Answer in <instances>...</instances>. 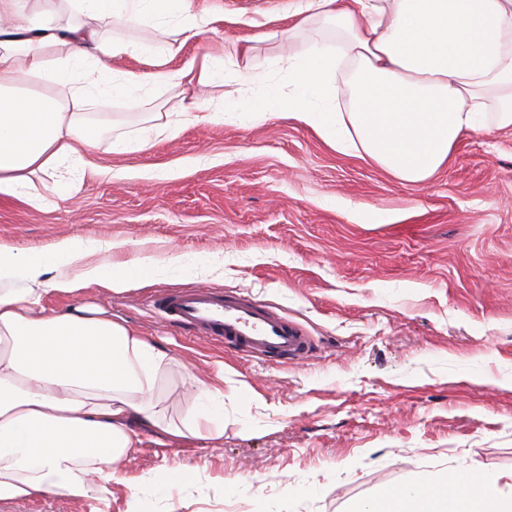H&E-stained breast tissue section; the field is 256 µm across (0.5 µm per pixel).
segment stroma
<instances>
[{
    "label": "stroma",
    "instance_id": "obj_1",
    "mask_svg": "<svg viewBox=\"0 0 512 512\" xmlns=\"http://www.w3.org/2000/svg\"><path fill=\"white\" fill-rule=\"evenodd\" d=\"M253 18L237 36L285 28L289 0H196ZM75 196L47 210L0 196V243L64 236L142 251L223 252L210 288L274 306L313 338L308 358L250 359L187 336L151 305L194 279L137 276L113 294L125 321L199 372L224 374V442L150 430L112 486L127 512L144 473L187 467L144 512H349L422 472H512V131L468 134L416 188L273 118L188 124L138 152L100 145Z\"/></svg>",
    "mask_w": 512,
    "mask_h": 512
}]
</instances>
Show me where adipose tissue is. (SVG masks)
Returning <instances> with one entry per match:
<instances>
[{"instance_id":"1","label":"adipose tissue","mask_w":512,"mask_h":512,"mask_svg":"<svg viewBox=\"0 0 512 512\" xmlns=\"http://www.w3.org/2000/svg\"><path fill=\"white\" fill-rule=\"evenodd\" d=\"M288 42L321 23L301 53L261 60L251 40L168 63L189 40L215 38L193 0H0V195L36 209L48 176L74 188L102 139L90 114L119 99L150 107L136 129L113 133L115 152L147 149L186 124L250 126L285 117L336 152L420 185L450 163L472 132L512 130V0H293ZM151 30L153 39L128 36ZM121 56L150 72L113 67ZM231 80L230 103L163 110L162 88ZM112 242L65 237L38 250L0 243V501L60 495L107 512L119 466L148 428L163 437H224V376L202 379L102 307L46 309L50 295L97 286L120 293L136 274L201 281L224 256L139 253L107 260ZM191 404L174 413L175 395ZM357 512H512V473L421 474Z\"/></svg>"}]
</instances>
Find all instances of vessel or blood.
<instances>
[{
    "instance_id": "vessel-or-blood-1",
    "label": "vessel or blood",
    "mask_w": 512,
    "mask_h": 512,
    "mask_svg": "<svg viewBox=\"0 0 512 512\" xmlns=\"http://www.w3.org/2000/svg\"><path fill=\"white\" fill-rule=\"evenodd\" d=\"M153 306L176 326L249 357L294 360L307 357L313 348L300 325L271 306L233 292L214 288L168 291L156 296Z\"/></svg>"
}]
</instances>
